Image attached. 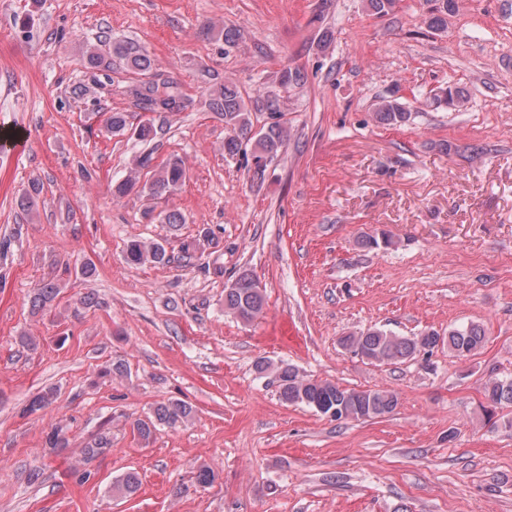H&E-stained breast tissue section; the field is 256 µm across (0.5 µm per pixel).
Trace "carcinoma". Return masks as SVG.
<instances>
[{"label":"carcinoma","mask_w":512,"mask_h":512,"mask_svg":"<svg viewBox=\"0 0 512 512\" xmlns=\"http://www.w3.org/2000/svg\"><path fill=\"white\" fill-rule=\"evenodd\" d=\"M435 6L426 18L428 27L441 30L448 25V14L459 9V0H434ZM205 33L224 41L227 46L235 45L240 39V30L235 26L205 28ZM118 60L131 72L145 77L132 94L136 105L146 112H179L185 108L182 98L173 91V81L152 78V60L147 51L137 42L123 40L115 42L108 53L98 48L89 51V61L95 66H110L112 60ZM283 87L304 83V73L297 68L286 67L278 76ZM436 103L450 109L464 104V94L458 88L441 91ZM259 101L246 102L236 84L226 79L224 83L211 88L206 94L204 106L211 112L224 116V157L235 158L247 153L252 155L251 178L261 182L265 178L269 165L277 160L287 149L291 138L288 124L278 120L269 123L260 130L254 129L252 109ZM271 116L281 115L280 101L269 96L262 104ZM411 113L395 99L379 98L373 104V117L376 122L386 126H401L409 121ZM138 140L149 143L157 136L154 121L145 119L132 131ZM152 157L144 153L133 159L127 175L113 183L112 196L121 199L132 193L145 194L152 198L170 197L181 188L187 177L183 160L171 157L159 168H151ZM40 190L33 183L18 199L21 210L30 212L37 206ZM209 243V232L202 231L198 236L180 242L179 249L187 256L204 252ZM126 259L130 265H166L171 261L167 243L157 240H132L126 247ZM60 294V288L52 280L38 283L29 295V304L33 311L39 312L52 306ZM265 308V296L259 280L249 270L237 274L229 286L224 289V311L243 322L258 318ZM483 329L474 323L451 327L448 333L440 335L435 330L423 331L413 336H401L392 331L373 327L352 332L341 338V345L353 352L362 354L365 359L379 364H397L414 358L421 352H431L438 346H448V352L459 357H467L478 351L484 342ZM280 397L289 404H304L317 412L327 415L337 410L339 415L355 421L383 417L392 413L398 406L397 395L389 390H356L315 377H303L288 366L276 371ZM484 396L488 404L512 405V378L491 377L484 386ZM55 399V391L43 390L28 399L23 408L26 415L42 411ZM193 409L183 401H169L156 406L151 417L134 423V430L143 439L148 440L158 425L176 427L187 422ZM112 440L108 433L97 436L93 443L82 450L83 460L89 461L111 449ZM68 439L61 428L52 429L46 436L45 447L50 451L65 448ZM141 480L138 473L128 471L112 483L111 491L122 499L134 497L140 490Z\"/></svg>","instance_id":"cac0c4a2"}]
</instances>
